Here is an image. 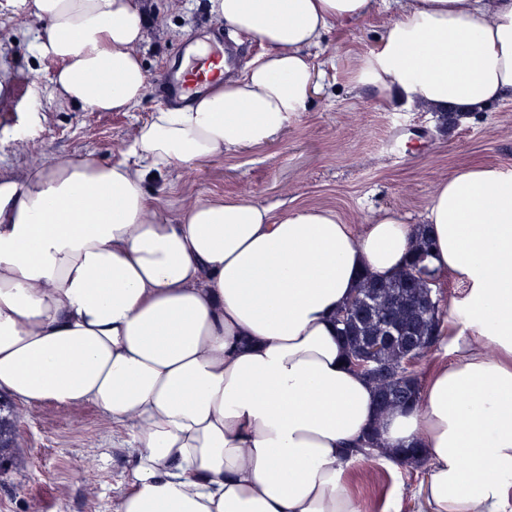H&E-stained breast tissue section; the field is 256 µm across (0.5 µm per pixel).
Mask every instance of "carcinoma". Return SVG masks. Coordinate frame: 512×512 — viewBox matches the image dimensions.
<instances>
[{
	"label": "carcinoma",
	"instance_id": "1",
	"mask_svg": "<svg viewBox=\"0 0 512 512\" xmlns=\"http://www.w3.org/2000/svg\"><path fill=\"white\" fill-rule=\"evenodd\" d=\"M431 246L429 238L418 237L404 267L389 279L365 274L336 317L348 359L373 361L367 378L384 409L418 404L421 385L407 361L421 356L439 336V279L425 264Z\"/></svg>",
	"mask_w": 512,
	"mask_h": 512
}]
</instances>
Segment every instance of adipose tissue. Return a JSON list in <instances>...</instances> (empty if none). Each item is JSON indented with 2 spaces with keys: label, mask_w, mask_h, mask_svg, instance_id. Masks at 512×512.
I'll list each match as a JSON object with an SVG mask.
<instances>
[{
  "label": "adipose tissue",
  "mask_w": 512,
  "mask_h": 512,
  "mask_svg": "<svg viewBox=\"0 0 512 512\" xmlns=\"http://www.w3.org/2000/svg\"><path fill=\"white\" fill-rule=\"evenodd\" d=\"M66 104L107 112L148 87L140 0H12ZM372 0H212L266 47L187 107L156 112L121 160L0 173V390L94 404L132 450L112 512H369L345 474L377 428L418 446L427 512H512V172L469 165L427 206L430 266L462 288L416 409L380 412L333 317L357 276H391L416 227L395 211L274 216L249 199L178 214L143 184L260 145L306 111L324 34ZM353 80L471 113L512 97V0H406Z\"/></svg>",
  "instance_id": "1"
}]
</instances>
